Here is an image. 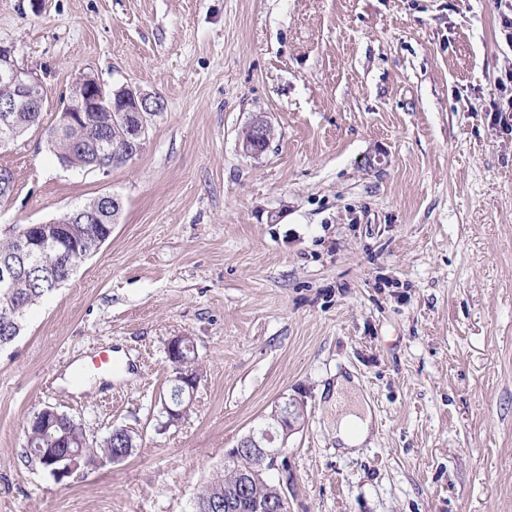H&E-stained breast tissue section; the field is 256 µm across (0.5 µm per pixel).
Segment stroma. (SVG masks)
Masks as SVG:
<instances>
[{
    "label": "stroma",
    "mask_w": 512,
    "mask_h": 512,
    "mask_svg": "<svg viewBox=\"0 0 512 512\" xmlns=\"http://www.w3.org/2000/svg\"><path fill=\"white\" fill-rule=\"evenodd\" d=\"M512 0H0V43L48 70L160 95L141 153L63 168L0 149V226L110 193L112 234L0 350V512H192L224 453L300 394L267 473L288 512H512ZM265 113L261 159L239 149ZM202 365L168 423L167 344ZM112 349L109 385L71 366ZM357 378L370 433L339 449ZM53 406L138 446L58 481L24 454ZM336 411V438L342 450L358 448L368 437L370 409L358 397L353 384L343 378L336 382ZM305 401L302 397H292L286 400L285 407L278 405L271 414V419L277 425L278 432H282L284 438L296 430L305 416Z\"/></svg>",
    "instance_id": "obj_1"
}]
</instances>
